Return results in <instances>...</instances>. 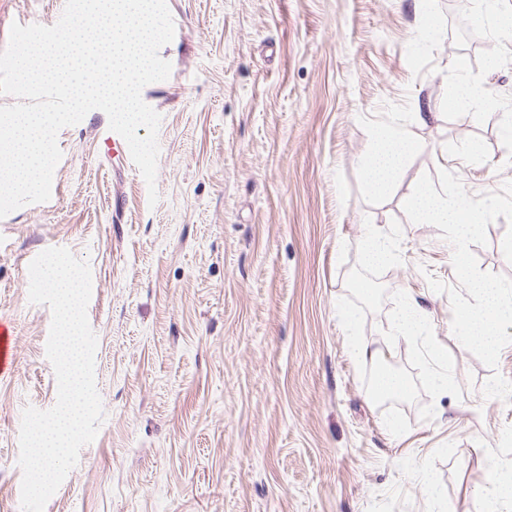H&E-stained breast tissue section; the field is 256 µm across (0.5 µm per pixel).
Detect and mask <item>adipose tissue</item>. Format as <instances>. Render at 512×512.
<instances>
[{
	"label": "adipose tissue",
	"mask_w": 512,
	"mask_h": 512,
	"mask_svg": "<svg viewBox=\"0 0 512 512\" xmlns=\"http://www.w3.org/2000/svg\"><path fill=\"white\" fill-rule=\"evenodd\" d=\"M413 141L401 126L392 125L378 134L372 152L364 161L365 173L370 187L377 193L386 192L410 153L417 151ZM429 316L419 300L405 298L399 314L394 318L391 332L394 336L421 345H428ZM353 351L361 360L378 368L371 397L373 400L403 397L409 392L407 379L384 367L383 352L359 336H351ZM483 492L490 504V512H512V464L492 459Z\"/></svg>",
	"instance_id": "obj_1"
}]
</instances>
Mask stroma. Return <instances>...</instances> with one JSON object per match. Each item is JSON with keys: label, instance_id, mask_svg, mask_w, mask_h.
Returning a JSON list of instances; mask_svg holds the SVG:
<instances>
[{"label": "stroma", "instance_id": "obj_1", "mask_svg": "<svg viewBox=\"0 0 512 512\" xmlns=\"http://www.w3.org/2000/svg\"><path fill=\"white\" fill-rule=\"evenodd\" d=\"M167 80L145 86L161 116L156 187L106 153L107 115L60 130L58 200L0 218V319L14 365L0 371V512H22V412L48 410L52 313L30 303L26 258L57 245L92 273L89 324L105 418L44 512H487L489 455L512 462V404L487 399L512 380L462 347L447 295L452 248L409 223L401 200L439 167L468 194L512 180V31L472 36L457 0H167ZM65 0H0V51L13 23L52 25ZM443 41L419 35L426 16ZM495 96L454 104L455 62ZM440 114L422 124L417 100ZM404 124L423 149L391 191L369 188L379 131ZM393 239L369 266L363 242ZM505 219L474 246L481 270L512 277ZM368 285L360 293L356 282ZM431 316L432 347L390 339L404 296ZM380 346L408 396L374 401L373 365L348 326ZM454 361L439 393L433 349ZM396 257L394 248L388 238L377 233H370L365 240L364 260L368 265L389 263Z\"/></svg>", "mask_w": 512, "mask_h": 512}]
</instances>
